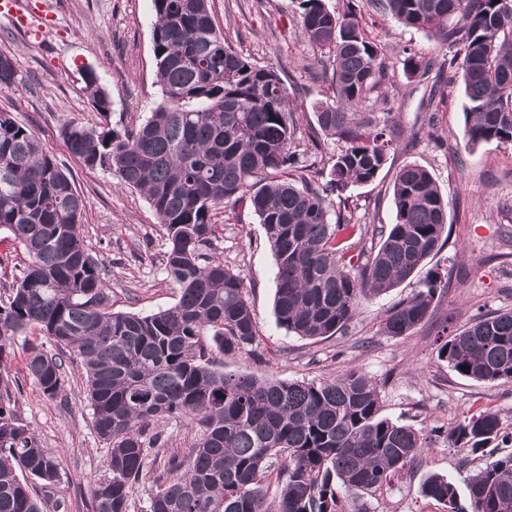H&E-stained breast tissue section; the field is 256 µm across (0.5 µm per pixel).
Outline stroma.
Returning <instances> with one entry per match:
<instances>
[{
	"mask_svg": "<svg viewBox=\"0 0 512 512\" xmlns=\"http://www.w3.org/2000/svg\"><path fill=\"white\" fill-rule=\"evenodd\" d=\"M27 20L18 26L0 13V52L20 56L13 85L0 90V109L31 129L43 147L66 166L84 205L81 234L89 252L108 272L113 311L150 314L172 306L178 290L164 269L167 233L144 195L121 189L107 171L90 170L73 157L64 139L70 126L115 129L144 122L161 103L156 78L152 0H16ZM353 4L393 81L372 92L362 109L389 114L397 148L371 183L328 194L329 213L352 214L375 229L395 221L392 186L409 164L427 168L448 200V234L429 258L448 276V286L429 318L410 335H381L387 312L413 296L418 278L365 301L347 328L327 339L301 338L280 328L274 312L275 261L262 224L247 207L228 203L217 210L218 254L240 272L254 311L257 336L246 351L225 356L228 372L280 380H326L357 370L375 379L381 414L422 432L448 427L479 410L497 413L512 432V384L476 382L459 376L437 357L441 344L469 327L476 316L512 311V146L467 144L461 84L432 96V79L406 77V55L426 61L438 53L429 33L379 16L370 0H327L328 7ZM224 40L252 62L282 68L290 108L301 132L316 125L319 104L332 102L331 76L298 36V0H212ZM94 71L108 92L111 109L100 115L85 90ZM60 353L64 392L45 398L26 367L28 341ZM0 373L16 391L23 424L60 460L43 512H93L91 489L108 476L109 449L93 429L83 367L39 331L16 337ZM164 443L150 459L146 476L129 497L130 512H145L153 479L171 455H187L195 439L191 418L161 427ZM512 453L498 443L478 459L468 449L435 438L407 469L365 501L369 512H446L418 489L431 474L452 481L459 504L468 507L466 483L484 461Z\"/></svg>",
	"mask_w": 512,
	"mask_h": 512,
	"instance_id": "obj_1",
	"label": "stroma"
}]
</instances>
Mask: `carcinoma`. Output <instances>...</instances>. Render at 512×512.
I'll return each mask as SVG.
<instances>
[{
	"label": "carcinoma",
	"instance_id": "carcinoma-1",
	"mask_svg": "<svg viewBox=\"0 0 512 512\" xmlns=\"http://www.w3.org/2000/svg\"><path fill=\"white\" fill-rule=\"evenodd\" d=\"M153 52L162 103L136 127L71 126L70 154L110 170L143 193L167 232L165 269L178 301L148 315L110 311L104 269L80 232L83 200L56 157L30 129L0 111V231L28 265L0 300V365L15 337L39 329L81 359L97 435L110 447V476L93 484V512H129L134 484L161 445L154 426L196 420L190 454L171 456L151 487L146 512H266V474L284 460L279 512H367L364 496L403 471L425 448L420 431L381 416L378 383L352 370L323 381H285L224 371L220 357L246 350L256 321L241 273L216 254L213 211L245 202L263 224L276 263L274 310L286 332L326 339L369 297L424 272L420 289L381 321L384 336H408L448 287L427 259L448 239V201L417 164L393 183L396 222L366 247L368 228L328 217L325 197L373 181L394 132L357 108L386 79L350 5L300 0L299 37L326 58L335 101L316 112L318 134L343 143L325 183L296 150L299 118L281 69L259 66L225 44L210 0H152ZM381 15L434 34L441 61L408 55L403 72L450 86L462 77L469 142L512 145V0H373ZM18 59L0 53V88ZM86 90L102 116L110 98L98 77ZM298 173L301 185L294 184ZM438 358L478 382L512 383V312L484 315L454 335ZM28 374L56 399L62 361L30 345ZM506 438L496 413L479 410L445 431L450 448L485 453ZM58 460L20 422L0 374V512H42L33 482L53 484ZM421 496L458 507L455 484L429 475ZM469 512H512V454L490 461L468 484Z\"/></svg>",
	"mask_w": 512,
	"mask_h": 512
}]
</instances>
